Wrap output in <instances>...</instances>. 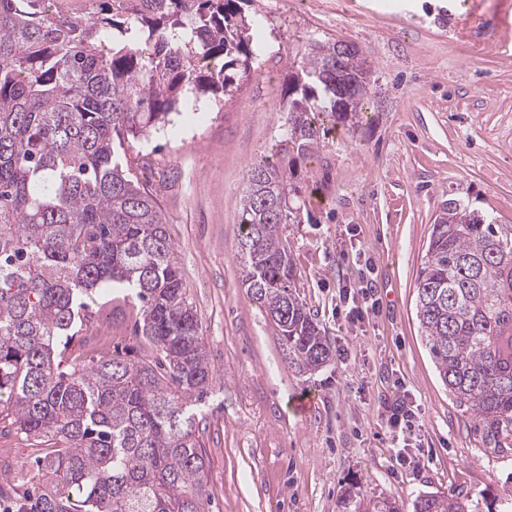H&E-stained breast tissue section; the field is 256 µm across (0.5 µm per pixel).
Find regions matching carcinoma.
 Listing matches in <instances>:
<instances>
[{
	"mask_svg": "<svg viewBox=\"0 0 512 512\" xmlns=\"http://www.w3.org/2000/svg\"><path fill=\"white\" fill-rule=\"evenodd\" d=\"M257 27L241 0H135L121 17L104 2L62 16L45 0H0V419L46 448L32 490L0 486L8 512H207L196 427L213 367L162 207L129 151L199 111L189 94L238 91ZM296 58L283 133L247 171L237 260L292 360L315 370L331 349L297 293L281 226L301 222L300 169L325 122L357 126L370 79L342 40L310 39ZM416 288L442 383L482 447L511 456L512 225L443 201ZM107 289L140 304L133 335L151 356L65 358ZM339 512L400 508L349 490ZM413 512H468V497L423 493Z\"/></svg>",
	"mask_w": 512,
	"mask_h": 512,
	"instance_id": "obj_1",
	"label": "carcinoma"
}]
</instances>
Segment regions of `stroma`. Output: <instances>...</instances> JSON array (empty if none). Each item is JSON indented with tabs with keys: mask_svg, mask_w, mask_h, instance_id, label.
I'll list each match as a JSON object with an SVG mask.
<instances>
[{
	"mask_svg": "<svg viewBox=\"0 0 512 512\" xmlns=\"http://www.w3.org/2000/svg\"><path fill=\"white\" fill-rule=\"evenodd\" d=\"M261 19V56L240 90L138 143L187 297L214 368L198 436L209 512H338L342 491L412 512L424 491L469 497L471 512L512 505V457L485 451L472 414L442 384L416 316L417 272L443 200L512 225V0H244ZM354 43L372 65L356 129L329 130L300 170L301 217L283 227L297 291L332 356L290 359L279 329L241 284L236 259L249 166L286 120L283 90L309 37ZM371 263L376 315L350 324L338 284ZM73 345L83 362L133 335L129 303L92 310ZM310 393L315 406L295 412ZM409 396L431 458L399 465L383 414Z\"/></svg>",
	"mask_w": 512,
	"mask_h": 512,
	"instance_id": "35a3bbf8",
	"label": "stroma"
}]
</instances>
